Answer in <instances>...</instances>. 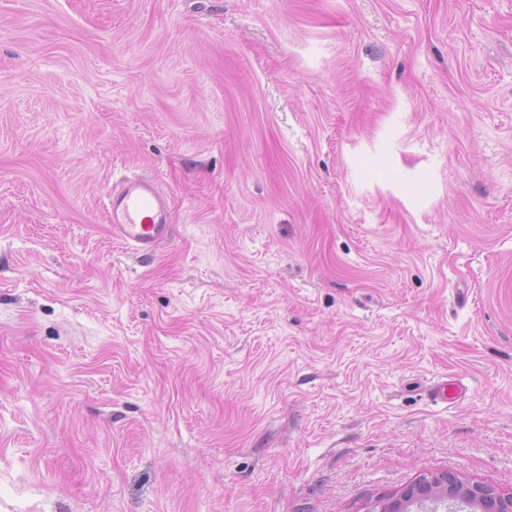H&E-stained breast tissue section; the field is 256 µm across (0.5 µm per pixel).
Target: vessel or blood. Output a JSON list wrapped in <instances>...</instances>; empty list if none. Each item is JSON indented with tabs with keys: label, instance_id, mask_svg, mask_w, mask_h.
<instances>
[{
	"label": "vessel or blood",
	"instance_id": "b4317fda",
	"mask_svg": "<svg viewBox=\"0 0 512 512\" xmlns=\"http://www.w3.org/2000/svg\"><path fill=\"white\" fill-rule=\"evenodd\" d=\"M102 208L113 237L138 252L155 253L172 234L168 200L153 177L122 179L104 196ZM465 392L462 381L445 380L430 387L429 397L436 404H451Z\"/></svg>",
	"mask_w": 512,
	"mask_h": 512
}]
</instances>
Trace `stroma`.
Instances as JSON below:
<instances>
[{"label": "stroma", "mask_w": 512, "mask_h": 512, "mask_svg": "<svg viewBox=\"0 0 512 512\" xmlns=\"http://www.w3.org/2000/svg\"><path fill=\"white\" fill-rule=\"evenodd\" d=\"M439 471L512 493V0H0V512ZM102 208L113 237L143 254H154L172 234L168 200L153 177L122 179L103 197ZM466 386L460 380L438 381L429 388V397L434 404H452L466 393Z\"/></svg>", "instance_id": "obj_1"}]
</instances>
